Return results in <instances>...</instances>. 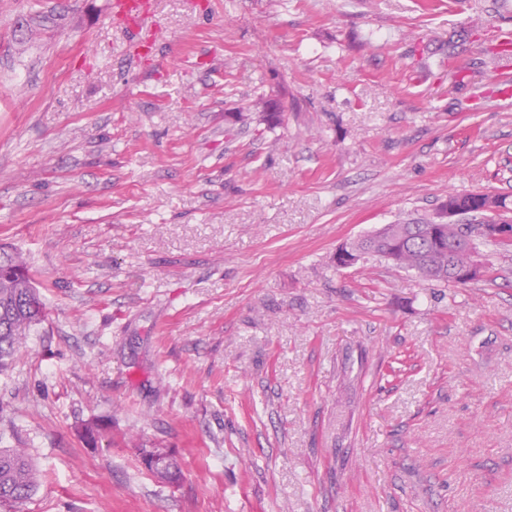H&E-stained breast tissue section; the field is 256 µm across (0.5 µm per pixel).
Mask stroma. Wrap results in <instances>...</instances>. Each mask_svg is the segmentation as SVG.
<instances>
[{
  "label": "stroma",
  "instance_id": "35a3bbf8",
  "mask_svg": "<svg viewBox=\"0 0 512 512\" xmlns=\"http://www.w3.org/2000/svg\"><path fill=\"white\" fill-rule=\"evenodd\" d=\"M153 25L134 65L108 0H0V247L46 306L0 371V448L41 481L0 512H512V247L458 287L336 265L449 194L512 196L487 57L512 0ZM350 247L352 250L355 251H366L367 253H352L351 251H346L344 248H339L336 252V264L339 267L347 268L351 267L358 262L362 261L366 255H378L380 257H383L386 260H390L394 262L393 256H391L387 252H381V251H375V250H368L370 248V241L366 238H360L354 242L350 243ZM368 250V251H367ZM149 450L143 455V463L146 468L159 479L175 483L181 477L180 468L176 459L168 452Z\"/></svg>",
  "mask_w": 512,
  "mask_h": 512
}]
</instances>
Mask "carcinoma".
<instances>
[{
	"label": "carcinoma",
	"mask_w": 512,
	"mask_h": 512,
	"mask_svg": "<svg viewBox=\"0 0 512 512\" xmlns=\"http://www.w3.org/2000/svg\"><path fill=\"white\" fill-rule=\"evenodd\" d=\"M469 229L448 226L442 244L431 239L429 224H390L381 233L379 247L401 241L396 266L414 271L426 281L459 286L452 277L455 264L466 253L457 252L454 242ZM45 305L26 261L18 252L0 248V370L22 351L24 339L44 318ZM146 468L159 479L175 483L181 477L176 459L168 452L149 450L143 455ZM38 483L37 468L18 448L0 449V505L22 504L32 497Z\"/></svg>",
	"instance_id": "obj_1"
}]
</instances>
